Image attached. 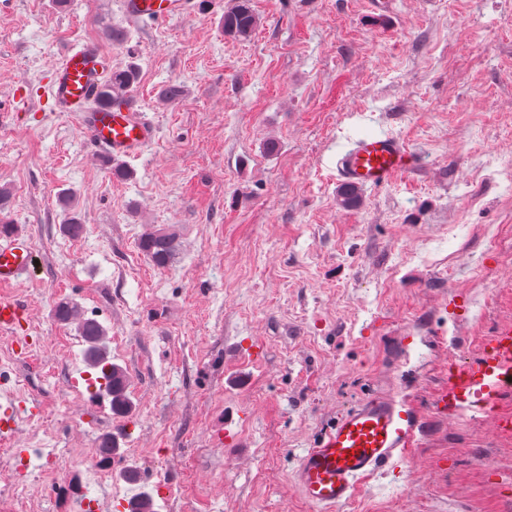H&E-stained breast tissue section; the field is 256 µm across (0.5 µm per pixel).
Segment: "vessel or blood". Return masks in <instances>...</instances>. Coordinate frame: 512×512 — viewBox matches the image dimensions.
<instances>
[{
    "label": "vessel or blood",
    "mask_w": 512,
    "mask_h": 512,
    "mask_svg": "<svg viewBox=\"0 0 512 512\" xmlns=\"http://www.w3.org/2000/svg\"><path fill=\"white\" fill-rule=\"evenodd\" d=\"M134 25L175 20L191 12L192 0H120ZM105 82V54L94 42L68 48L52 68L48 101L52 111L73 115L91 153L108 158H132L155 138V126L133 97L97 103ZM336 178L345 187H381L412 171L416 158L406 143L392 134L368 135L333 160ZM33 267L29 238L22 232L0 236V333L9 336L15 351L25 354L24 304L10 287L19 285ZM512 389V325L502 326L482 355L448 379L437 398L448 411L485 415L505 391ZM21 408L13 395L0 390V435L11 436ZM417 424L394 399L377 396L342 414L303 449L294 469L299 494L318 512H335L354 496L358 485L394 461L414 443Z\"/></svg>",
    "instance_id": "obj_1"
}]
</instances>
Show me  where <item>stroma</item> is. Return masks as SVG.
Wrapping results in <instances>:
<instances>
[{
  "instance_id": "1",
  "label": "stroma",
  "mask_w": 512,
  "mask_h": 512,
  "mask_svg": "<svg viewBox=\"0 0 512 512\" xmlns=\"http://www.w3.org/2000/svg\"><path fill=\"white\" fill-rule=\"evenodd\" d=\"M251 3L245 41L210 0L140 26L119 0L0 7V187L37 260L17 287L35 343L19 355L0 334V372L43 418L0 448L28 449L34 471L42 449L122 431L157 512H316L292 485L298 453L384 394L416 440L338 512H512V433L436 406L449 367L512 324V0H394L385 15L367 0ZM84 41L136 66L131 93L157 129L124 180L48 109L50 69ZM169 83L180 99L161 98ZM381 130L416 168L340 206L334 154ZM65 190L76 238L60 229ZM150 224L179 234L167 267L138 247ZM61 298L105 328L131 417L72 381L84 344L53 318Z\"/></svg>"
}]
</instances>
